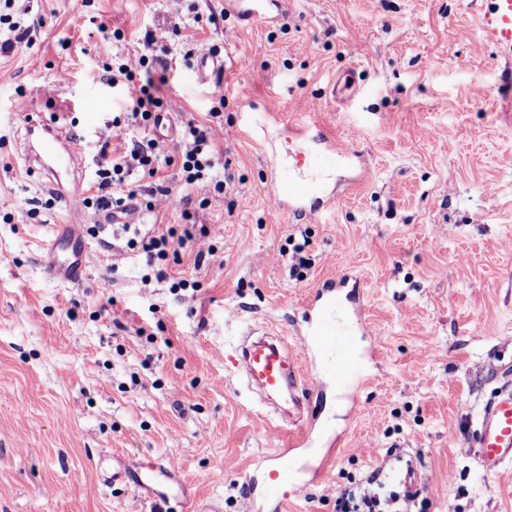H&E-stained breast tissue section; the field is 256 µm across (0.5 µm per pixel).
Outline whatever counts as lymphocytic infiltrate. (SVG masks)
Returning <instances> with one entry per match:
<instances>
[{"instance_id": "f902f5d3", "label": "lymphocytic infiltrate", "mask_w": 512, "mask_h": 512, "mask_svg": "<svg viewBox=\"0 0 512 512\" xmlns=\"http://www.w3.org/2000/svg\"><path fill=\"white\" fill-rule=\"evenodd\" d=\"M28 7L17 0H0V54L8 55L19 46L30 43L34 29L27 25ZM172 50L165 38L147 36L143 54L128 59L111 77L112 82H125L127 97L123 122L129 133L123 144L113 145L111 134H103L100 145V167L88 186L84 207H119L136 198L138 189L128 180L132 168H140L144 175L159 178L163 167L180 163L183 187L189 194L205 196L223 192L224 183L215 178V140L223 132V125L187 123L182 132L183 151L180 158L167 155L156 139L143 136L156 112L163 106L161 86L167 81ZM210 237L206 225H187L182 235L173 231L141 232L133 229L130 245L139 246L148 262L166 260L173 245L193 243L205 246ZM384 482L380 472H373L365 485L341 490L336 496V512H401L402 498L398 492L380 495Z\"/></svg>"}]
</instances>
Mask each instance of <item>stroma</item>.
I'll return each instance as SVG.
<instances>
[{
    "instance_id": "obj_1",
    "label": "stroma",
    "mask_w": 512,
    "mask_h": 512,
    "mask_svg": "<svg viewBox=\"0 0 512 512\" xmlns=\"http://www.w3.org/2000/svg\"><path fill=\"white\" fill-rule=\"evenodd\" d=\"M489 4L296 0L289 19L246 27L224 0H183L178 15L168 0H30L39 33L0 57V198L14 206L0 218V512H158L118 474L160 462L174 465L165 512H246L251 468L277 443L232 346L250 325L294 352L304 304L341 278L362 300L375 362L353 399L328 385L311 395L308 455L329 464L299 474L285 512H336L339 489L376 470L412 489L411 512H512V467L486 475L471 444L512 367V44L486 38ZM151 32L176 57L163 87L172 127L152 137L174 155L185 123L223 115L224 192L183 202L182 173L167 167L158 215L165 229L207 225L214 251L180 249L159 280L122 230L92 223L83 280L50 278L43 245L69 215L27 172L12 105L31 98L54 121L56 92L84 104L73 132L93 178L125 86L85 74L111 73ZM194 42L225 69L200 77ZM349 77L357 93L339 100ZM271 97L277 119L242 135L240 113ZM303 124L354 139L371 168L361 180L337 169L339 199L312 222L267 194Z\"/></svg>"
}]
</instances>
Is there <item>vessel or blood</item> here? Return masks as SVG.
Returning <instances> with one entry per match:
<instances>
[{
	"mask_svg": "<svg viewBox=\"0 0 512 512\" xmlns=\"http://www.w3.org/2000/svg\"><path fill=\"white\" fill-rule=\"evenodd\" d=\"M288 0H224V12L252 25L269 22L272 16H285ZM488 33L496 41L512 43V0H493ZM35 141L34 169L47 181L54 200L71 213L83 211V162L73 139L62 127L38 118L28 101L16 105ZM352 145L332 142L328 151L314 157V164L329 170L337 160L355 157ZM274 206L305 220L315 219L325 208L321 183L306 174L302 164L280 165L270 187ZM87 244L78 224H59L45 245V270L65 282L80 281L84 271ZM336 307L334 289L316 292L308 303V330L300 340L301 360H293L277 344L260 339L235 348L249 381L270 392L293 387L302 367L326 363L339 390L349 389L365 374V357L356 344V334H371L365 321L354 326H333L330 317ZM274 435L284 439L283 448L263 456L248 476L250 512H282L287 500L285 485L307 469L304 449L312 443V426L300 423L274 427ZM478 462L486 473L499 474L512 465V384L503 383L484 404L473 434Z\"/></svg>",
	"mask_w": 512,
	"mask_h": 512,
	"instance_id": "b4317fda",
	"label": "vessel or blood"
}]
</instances>
